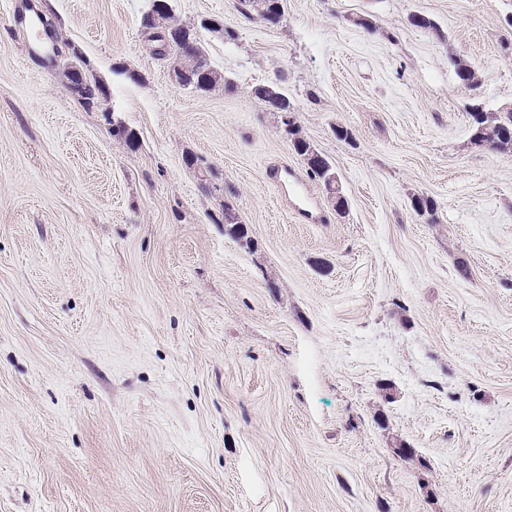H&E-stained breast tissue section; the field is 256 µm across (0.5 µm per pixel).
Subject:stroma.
I'll return each instance as SVG.
<instances>
[{
  "mask_svg": "<svg viewBox=\"0 0 512 512\" xmlns=\"http://www.w3.org/2000/svg\"><path fill=\"white\" fill-rule=\"evenodd\" d=\"M170 3L234 91L171 83L149 0H0V512H512V154L469 142L512 108V0ZM61 76L64 81L69 82L73 87L75 94L77 96H81V91L83 89V80H84V90L81 100H83L88 105H94L99 101V90L102 88L99 81L94 78L87 77L86 75L82 78V70L74 65H71L64 70L61 71ZM64 82V87L66 90L72 93L71 86ZM280 129L284 131L286 135H288V139L290 140L295 153L303 158L308 167V172L311 178L320 181L325 190L329 192L328 188L326 187V183L328 177L335 173L331 162L321 152H319L307 138L302 135L299 125H293L291 128H288V130H285L282 127H280ZM313 151H317L321 156V159L314 158L315 161H320L318 169L311 167Z\"/></svg>",
  "mask_w": 512,
  "mask_h": 512,
  "instance_id": "35a3bbf8",
  "label": "stroma"
}]
</instances>
